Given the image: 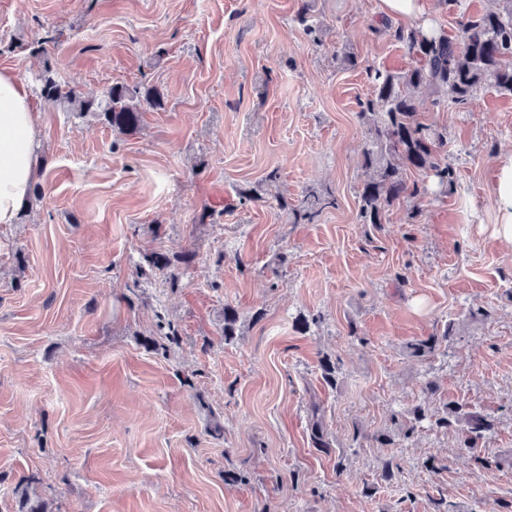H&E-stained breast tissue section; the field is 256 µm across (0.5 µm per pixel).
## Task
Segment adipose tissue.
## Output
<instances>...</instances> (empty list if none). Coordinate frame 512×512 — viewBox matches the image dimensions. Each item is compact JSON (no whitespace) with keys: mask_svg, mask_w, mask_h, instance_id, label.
<instances>
[{"mask_svg":"<svg viewBox=\"0 0 512 512\" xmlns=\"http://www.w3.org/2000/svg\"><path fill=\"white\" fill-rule=\"evenodd\" d=\"M39 112L26 85L0 72V225L16 223L36 172ZM492 190L498 234L512 242V154L500 158Z\"/></svg>","mask_w":512,"mask_h":512,"instance_id":"obj_1","label":"adipose tissue"}]
</instances>
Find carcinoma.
Listing matches in <instances>:
<instances>
[{
    "label": "carcinoma",
    "mask_w": 512,
    "mask_h": 512,
    "mask_svg": "<svg viewBox=\"0 0 512 512\" xmlns=\"http://www.w3.org/2000/svg\"><path fill=\"white\" fill-rule=\"evenodd\" d=\"M502 7L459 21L461 41L417 28H400L394 37L416 60V65L403 74L375 70L370 73L371 94L359 102L358 117L367 130L363 150V166L368 178L359 191V223L380 224L387 208L404 198H415L426 192L424 180L411 177L432 173L441 191L454 184L452 168L441 162L440 150L447 141L443 134L418 122L417 93L427 91L437 106L464 105L478 91L494 88L512 93V0H499ZM38 93L53 101L71 106L75 112H92L104 123L121 131L134 130L141 121L143 107L161 109V95L125 85L112 86L104 99L84 98L77 85L57 80L55 72L44 68L38 75ZM336 199L315 192L308 193L299 204L289 209L293 223H311ZM454 336L448 323L439 334L410 344L412 356L426 360ZM396 434L379 433L374 441L381 446L395 444L415 436L420 424L428 421L438 428L461 425L467 433L465 447L475 460L490 465L481 455L478 442L494 429L493 421L450 402L440 414L429 413L417 405L399 416H393ZM309 427L311 440L319 448L329 447L325 425L318 408H313ZM24 512H48L47 503L32 499L28 486L18 487Z\"/></svg>",
    "instance_id": "carcinoma-1"
}]
</instances>
